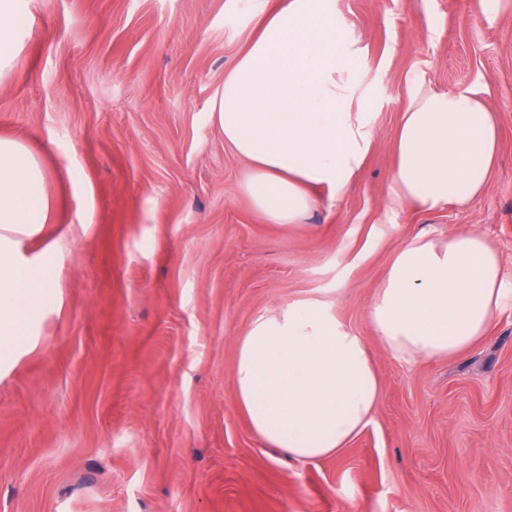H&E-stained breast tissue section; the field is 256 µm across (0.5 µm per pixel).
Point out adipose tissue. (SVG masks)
Segmentation results:
<instances>
[{"mask_svg":"<svg viewBox=\"0 0 512 512\" xmlns=\"http://www.w3.org/2000/svg\"><path fill=\"white\" fill-rule=\"evenodd\" d=\"M365 72L362 37L338 0H277L257 21L211 110L248 163L245 191L270 223H300L313 190L341 193L363 167L381 93ZM495 113L480 92L415 86L397 130L390 207L438 211L480 195L499 152ZM53 216L40 161L0 137V367L32 336L35 310L59 300L51 254L28 248ZM503 296L500 255L484 234L422 231L394 253L367 316L387 354L415 365L471 348ZM234 385L255 433L302 461L348 447L382 392L363 337L313 299L252 320L239 338Z\"/></svg>","mask_w":512,"mask_h":512,"instance_id":"1","label":"adipose tissue"}]
</instances>
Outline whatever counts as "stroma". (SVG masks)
Wrapping results in <instances>:
<instances>
[{"mask_svg": "<svg viewBox=\"0 0 512 512\" xmlns=\"http://www.w3.org/2000/svg\"><path fill=\"white\" fill-rule=\"evenodd\" d=\"M273 0H18L0 135L41 162L63 301L0 372V512H512V0H339L361 33L376 140L338 196L273 224L242 183L211 98ZM490 89L500 152L463 208L387 204L413 79ZM477 229L504 305L454 357L408 367L366 316L421 230ZM304 298L363 336L382 382L371 423L305 463L239 408L238 338Z\"/></svg>", "mask_w": 512, "mask_h": 512, "instance_id": "stroma-1", "label": "stroma"}]
</instances>
